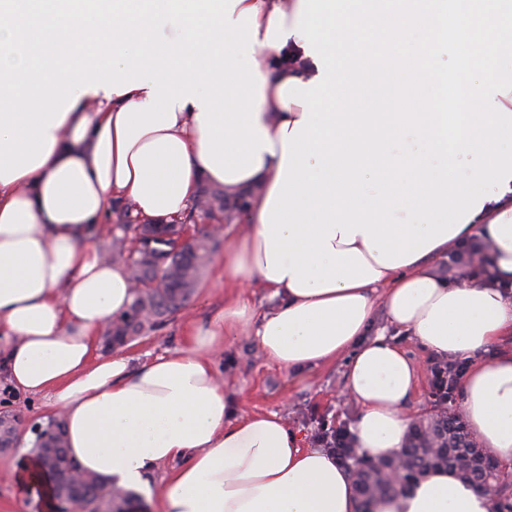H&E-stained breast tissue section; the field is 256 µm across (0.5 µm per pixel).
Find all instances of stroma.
<instances>
[{"mask_svg":"<svg viewBox=\"0 0 512 512\" xmlns=\"http://www.w3.org/2000/svg\"><path fill=\"white\" fill-rule=\"evenodd\" d=\"M222 257V252L213 254L185 309L173 320L120 347V354L129 359L132 367H139L155 356L179 351L187 323L207 320L223 308ZM375 326L415 363L417 381L409 412L415 424L429 422L439 409L430 383L431 352L391 324L385 312H378ZM347 361V355L343 354L330 362L290 371L268 361L255 341L246 338L225 343L215 355L231 408L239 414H281L305 448L318 447L317 437L325 430L341 425L350 427L356 420L358 407L344 391ZM4 389L10 396L0 399V411L19 412L23 434L15 448L0 451V512H41L38 504L20 498L13 467L23 450L30 446L34 426L44 424L51 411L45 400L12 390L6 377L0 374V391Z\"/></svg>","mask_w":512,"mask_h":512,"instance_id":"35a3bbf8","label":"stroma"}]
</instances>
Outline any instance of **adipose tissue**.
Masks as SVG:
<instances>
[{"label": "adipose tissue", "instance_id": "adipose-tissue-1", "mask_svg": "<svg viewBox=\"0 0 512 512\" xmlns=\"http://www.w3.org/2000/svg\"><path fill=\"white\" fill-rule=\"evenodd\" d=\"M300 0H0V372L61 413L82 471L144 489L163 512H359L351 474L304 448L278 413L233 416L213 355L254 337L288 370L349 354L345 390L360 407L357 445L398 457L411 417L412 361L372 331L377 308L424 348L467 360L462 412L481 446L512 466V191L457 235L378 280L299 294L268 279L262 212L277 181L288 81L319 69L295 37ZM61 41V50L45 46ZM247 194L224 251V308L188 324L186 346L139 369L94 355L100 328L132 301L127 267L91 242L108 205L173 220L201 183ZM486 246L493 280L446 279L449 249ZM260 284L278 306L254 321ZM171 465L152 484L155 469ZM22 493L52 512L51 479L19 458ZM373 512H493L492 499L443 470L378 498Z\"/></svg>", "mask_w": 512, "mask_h": 512}]
</instances>
